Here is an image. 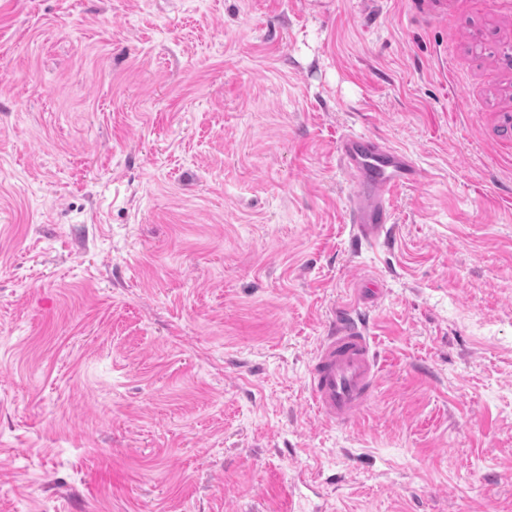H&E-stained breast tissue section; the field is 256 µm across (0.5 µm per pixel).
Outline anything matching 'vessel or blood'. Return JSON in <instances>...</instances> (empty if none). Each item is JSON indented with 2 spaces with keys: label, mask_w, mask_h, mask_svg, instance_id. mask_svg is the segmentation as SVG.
<instances>
[{
  "label": "vessel or blood",
  "mask_w": 512,
  "mask_h": 512,
  "mask_svg": "<svg viewBox=\"0 0 512 512\" xmlns=\"http://www.w3.org/2000/svg\"><path fill=\"white\" fill-rule=\"evenodd\" d=\"M337 153L357 187L349 213L356 235L379 243L390 232L394 191L415 183L420 172L403 153L361 133L343 135ZM378 369L365 325L342 315L321 339L310 365L306 386L313 407L328 423H347L371 402Z\"/></svg>",
  "instance_id": "1"
}]
</instances>
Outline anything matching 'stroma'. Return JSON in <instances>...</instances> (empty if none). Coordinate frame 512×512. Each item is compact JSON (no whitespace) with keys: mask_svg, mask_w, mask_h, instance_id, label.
Here are the masks:
<instances>
[{"mask_svg":"<svg viewBox=\"0 0 512 512\" xmlns=\"http://www.w3.org/2000/svg\"><path fill=\"white\" fill-rule=\"evenodd\" d=\"M0 512H512V0H0ZM337 153L341 166L357 187L350 223L361 241L377 244L387 238L391 229L392 194L419 180L420 171L403 153L361 133L343 135ZM378 369L365 325L351 314L340 316L321 339L306 378L313 407L328 423H347L371 402Z\"/></svg>","mask_w":512,"mask_h":512,"instance_id":"obj_1","label":"stroma"}]
</instances>
